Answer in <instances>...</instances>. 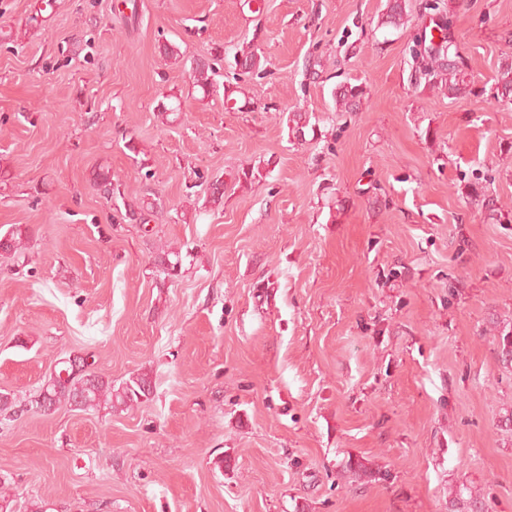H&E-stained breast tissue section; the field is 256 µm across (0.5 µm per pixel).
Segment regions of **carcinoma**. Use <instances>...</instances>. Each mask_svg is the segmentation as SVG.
Masks as SVG:
<instances>
[{
	"mask_svg": "<svg viewBox=\"0 0 512 512\" xmlns=\"http://www.w3.org/2000/svg\"><path fill=\"white\" fill-rule=\"evenodd\" d=\"M405 6L402 0H389L387 4L386 23L398 28L404 20ZM444 26L440 27L442 37L438 40L428 39L424 47L415 50L414 57L424 62L420 74L424 76L430 88H437L449 96L458 98L470 93L462 70L450 56H459L457 46L450 38L449 30L451 17H443ZM209 65L204 62L196 63L192 68L193 86L199 88L203 95L210 93L212 82L208 74ZM497 89L501 95L512 94V62L502 65L497 80ZM364 89L359 85H342L334 92L336 109L354 111L359 108L364 98ZM30 238V230L23 224H14L4 235L0 236V253L14 254L23 242ZM501 348V358L505 365H512V325L496 329ZM150 388V380L144 376L136 377L120 391L112 392V382L100 375L72 376L67 380L59 377L50 378L39 389L51 395L50 406L60 402L75 407L81 411L95 410L103 404L117 401L128 404Z\"/></svg>",
	"mask_w": 512,
	"mask_h": 512,
	"instance_id": "cac0c4a2",
	"label": "carcinoma"
}]
</instances>
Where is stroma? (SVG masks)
<instances>
[{
    "mask_svg": "<svg viewBox=\"0 0 512 512\" xmlns=\"http://www.w3.org/2000/svg\"><path fill=\"white\" fill-rule=\"evenodd\" d=\"M426 2L0 0V512H512V0H438L457 99L413 82ZM73 356L151 390L25 411ZM365 92L361 85H342L334 92L337 110L355 111L359 108ZM30 230L26 225H12L3 236H0V253L15 254L25 240H29Z\"/></svg>",
    "mask_w": 512,
    "mask_h": 512,
    "instance_id": "stroma-1",
    "label": "stroma"
}]
</instances>
